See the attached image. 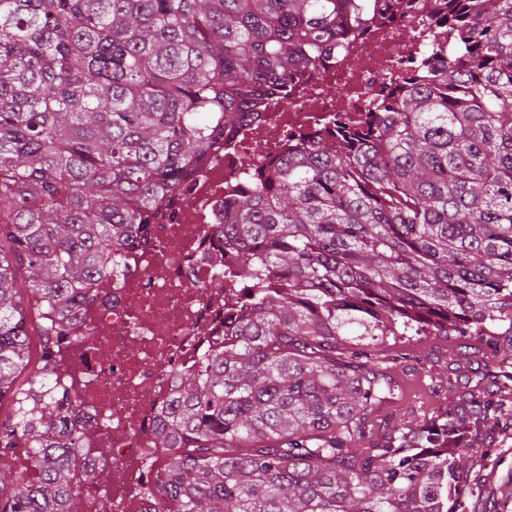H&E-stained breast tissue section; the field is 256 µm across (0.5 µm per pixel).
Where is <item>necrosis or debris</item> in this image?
I'll list each match as a JSON object with an SVG mask.
<instances>
[{"label": "necrosis or debris", "mask_w": 512, "mask_h": 512, "mask_svg": "<svg viewBox=\"0 0 512 512\" xmlns=\"http://www.w3.org/2000/svg\"><path fill=\"white\" fill-rule=\"evenodd\" d=\"M379 3L357 33L344 35L336 55L270 105L265 123L243 128L203 167L187 170L174 218L155 225L153 243L125 252L129 274L108 284L111 306L84 311L83 322L97 329L99 340L70 348L68 376L82 402L80 425L96 447L79 474L92 512H150L158 495L150 464L162 454L152 445L158 415L180 373L209 345L196 326L223 327L235 299V288L211 287L214 262L204 256L213 225L224 220L225 198L244 189L250 166L283 158L323 117L367 119L394 89L399 69L435 70L434 22L418 0Z\"/></svg>", "instance_id": "1"}]
</instances>
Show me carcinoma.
<instances>
[{
  "label": "carcinoma",
  "mask_w": 512,
  "mask_h": 512,
  "mask_svg": "<svg viewBox=\"0 0 512 512\" xmlns=\"http://www.w3.org/2000/svg\"><path fill=\"white\" fill-rule=\"evenodd\" d=\"M421 8L457 52L224 202L244 283L156 428L157 512H468L484 388L378 435L388 340L512 336V0ZM374 0H0V512H80L71 324L185 170L260 124ZM44 336L30 363L27 323ZM369 447L357 448L359 440Z\"/></svg>",
  "instance_id": "carcinoma-1"
}]
</instances>
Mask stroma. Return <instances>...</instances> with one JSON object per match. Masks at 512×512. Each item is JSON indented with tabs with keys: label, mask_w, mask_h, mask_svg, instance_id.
<instances>
[{
	"label": "stroma",
	"mask_w": 512,
	"mask_h": 512,
	"mask_svg": "<svg viewBox=\"0 0 512 512\" xmlns=\"http://www.w3.org/2000/svg\"><path fill=\"white\" fill-rule=\"evenodd\" d=\"M379 362L400 387L398 398L373 415L380 429L397 420L413 427L456 404V392H434L435 381L447 378L462 385L485 373L495 375V384L485 391L490 410L482 422L494 437L486 441L484 456L468 461L467 469L469 478L484 481L483 512H512V429L504 428L499 416L512 411V345L489 336H429L390 346Z\"/></svg>",
	"instance_id": "obj_1"
}]
</instances>
